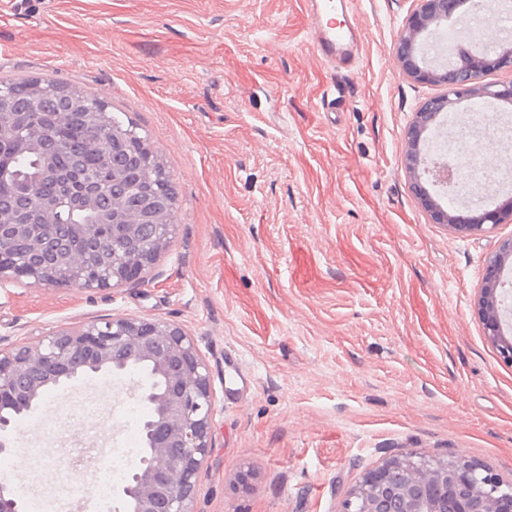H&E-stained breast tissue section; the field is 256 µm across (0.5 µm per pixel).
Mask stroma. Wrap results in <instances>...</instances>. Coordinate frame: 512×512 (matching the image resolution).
<instances>
[{
	"label": "stroma",
	"mask_w": 512,
	"mask_h": 512,
	"mask_svg": "<svg viewBox=\"0 0 512 512\" xmlns=\"http://www.w3.org/2000/svg\"><path fill=\"white\" fill-rule=\"evenodd\" d=\"M413 7L351 0L359 59L337 71L312 51L307 0H0V81L53 79L126 113L177 192L145 282L0 288V346L99 316L183 328L215 397L194 512H342L366 472L410 454L512 481V366L475 307L512 224L451 231L409 190L405 134L440 92L393 53ZM148 382L84 378L17 433L42 512H115L93 467L72 496L63 452L125 465L130 390Z\"/></svg>",
	"instance_id": "35a3bbf8"
}]
</instances>
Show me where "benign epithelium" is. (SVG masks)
Here are the masks:
<instances>
[{
    "mask_svg": "<svg viewBox=\"0 0 512 512\" xmlns=\"http://www.w3.org/2000/svg\"><path fill=\"white\" fill-rule=\"evenodd\" d=\"M416 6L399 28L394 55L406 79L436 85L443 93L418 105L405 136L403 165L409 189L419 207L435 224L452 231L478 234L485 226L512 224V195L492 209L475 206L462 211L443 207L423 177L430 174L420 144L429 125L452 110L463 97L512 103V80L489 76L512 72V41L467 55L459 69L444 70L425 63L421 36L433 40L441 23L469 0H415ZM87 98L73 94L71 111L95 133L94 143L118 140L105 111H86ZM39 224H19L0 213V287L21 277L53 288H113L144 281L167 247L174 225L168 200L155 194L142 197L139 209L127 212L112 206V256L63 251L50 263L5 255L17 240L42 246L56 238L59 205L41 199L25 183ZM512 264V236L500 240L486 261V274L476 301L484 334L499 358L512 365V291L501 280ZM148 364L154 382L140 388L145 406L142 432L145 451L130 467L119 492L121 512H193L199 476L210 448L214 395L210 371L194 339L180 327L162 320L97 318L50 332L33 343L0 347V454H9L21 422L29 420L50 390L87 376L120 373ZM0 512H24L13 489L0 484ZM343 512H512V487L504 491L491 475L464 458H395L368 471L349 494Z\"/></svg>",
    "mask_w": 512,
    "mask_h": 512,
    "instance_id": "benign-epithelium-1",
    "label": "benign epithelium"
}]
</instances>
